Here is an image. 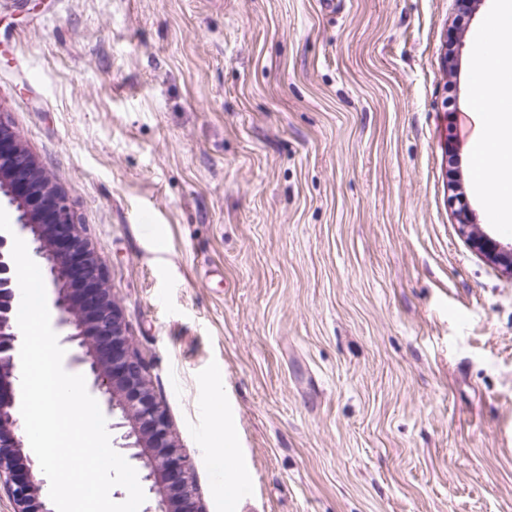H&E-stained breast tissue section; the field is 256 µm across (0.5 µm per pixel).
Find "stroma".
Instances as JSON below:
<instances>
[{"label": "stroma", "instance_id": "stroma-1", "mask_svg": "<svg viewBox=\"0 0 512 512\" xmlns=\"http://www.w3.org/2000/svg\"><path fill=\"white\" fill-rule=\"evenodd\" d=\"M490 0H0L203 512H512V277L459 123ZM456 68L448 70L446 54ZM458 231L464 237L469 246L479 255L498 263L505 273L512 276V245L504 246L494 240L484 231L479 224H475L471 215L466 212L456 213Z\"/></svg>", "mask_w": 512, "mask_h": 512}]
</instances>
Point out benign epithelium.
Listing matches in <instances>:
<instances>
[{"instance_id": "1", "label": "benign epithelium", "mask_w": 512, "mask_h": 512, "mask_svg": "<svg viewBox=\"0 0 512 512\" xmlns=\"http://www.w3.org/2000/svg\"><path fill=\"white\" fill-rule=\"evenodd\" d=\"M0 196L17 212L13 233L0 231V481L8 484L13 512H54L43 492L39 464L23 452L15 383L22 334L17 323L19 284L12 235L41 260L52 288L58 323L77 347L74 363L88 366L91 391L112 428L123 430L121 448L144 472L156 493L147 512H200L189 480L190 466L175 443L164 405L154 396L147 365L135 351L106 273L89 240L74 222L62 190L46 175L19 134L0 120ZM458 231L479 255L512 275V245L494 240L466 212Z\"/></svg>"}]
</instances>
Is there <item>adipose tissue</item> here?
I'll use <instances>...</instances> for the list:
<instances>
[{
  "label": "adipose tissue",
  "mask_w": 512,
  "mask_h": 512,
  "mask_svg": "<svg viewBox=\"0 0 512 512\" xmlns=\"http://www.w3.org/2000/svg\"><path fill=\"white\" fill-rule=\"evenodd\" d=\"M469 139L475 183L488 192L491 223L512 224V0H495L470 62Z\"/></svg>",
  "instance_id": "obj_1"
}]
</instances>
